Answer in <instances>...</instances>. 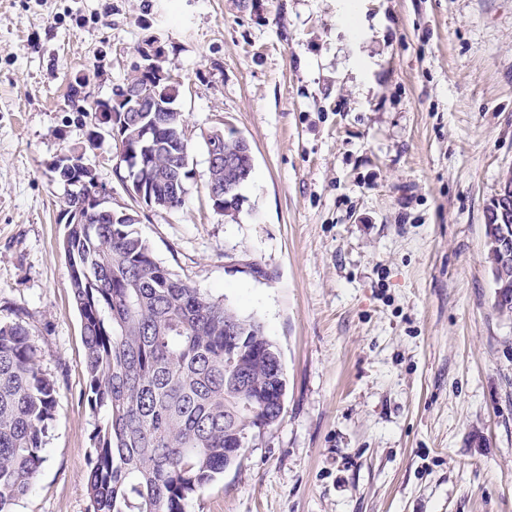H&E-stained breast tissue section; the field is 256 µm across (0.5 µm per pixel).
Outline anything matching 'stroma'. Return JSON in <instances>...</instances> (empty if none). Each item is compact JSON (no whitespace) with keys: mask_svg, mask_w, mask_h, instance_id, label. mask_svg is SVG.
Segmentation results:
<instances>
[{"mask_svg":"<svg viewBox=\"0 0 512 512\" xmlns=\"http://www.w3.org/2000/svg\"><path fill=\"white\" fill-rule=\"evenodd\" d=\"M153 64L193 177L137 207L92 101ZM248 140L236 219L203 136ZM86 151L155 258L258 320L287 379L278 425L189 512H512V313L485 211L512 169V0H0V323L57 384L15 512H86L94 418L59 224L58 156Z\"/></svg>","mask_w":512,"mask_h":512,"instance_id":"stroma-1","label":"stroma"}]
</instances>
